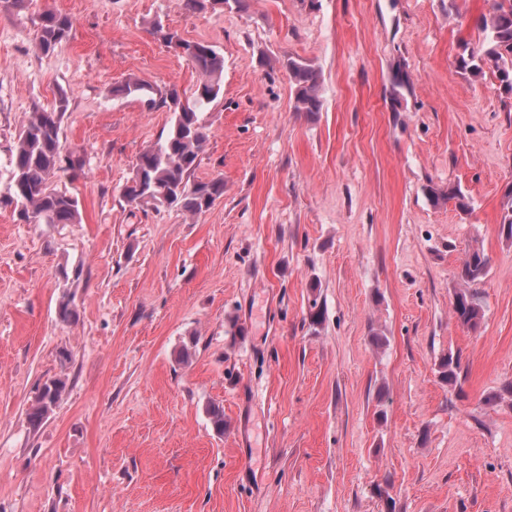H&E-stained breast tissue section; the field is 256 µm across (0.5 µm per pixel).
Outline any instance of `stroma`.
I'll list each match as a JSON object with an SVG mask.
<instances>
[{
    "label": "stroma",
    "instance_id": "obj_1",
    "mask_svg": "<svg viewBox=\"0 0 512 512\" xmlns=\"http://www.w3.org/2000/svg\"><path fill=\"white\" fill-rule=\"evenodd\" d=\"M491 2L0 9V191L26 115L59 92L62 144L87 159L53 182L79 223L0 208V512H512V396L485 402L512 384V98L456 67ZM48 11L74 27L45 55L33 22ZM157 20L224 57L195 172L224 195L195 217L120 196L171 114L106 88L198 79ZM291 56L321 72L320 112L295 111ZM398 70L413 88L396 105ZM431 186L461 187L471 211L434 205ZM476 241L490 263L469 331L452 303ZM451 351L458 390L435 371ZM56 376L66 392L31 426ZM66 389V380L52 377L47 379L39 388L38 395L28 409L29 423L36 427L41 424L48 412L59 402Z\"/></svg>",
    "mask_w": 512,
    "mask_h": 512
}]
</instances>
